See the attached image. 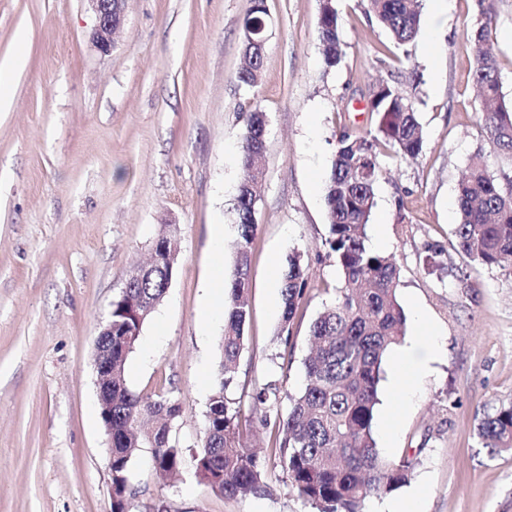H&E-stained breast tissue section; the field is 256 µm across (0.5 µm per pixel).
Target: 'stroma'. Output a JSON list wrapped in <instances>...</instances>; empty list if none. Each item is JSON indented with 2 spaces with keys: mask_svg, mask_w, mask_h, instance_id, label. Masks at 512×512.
Here are the masks:
<instances>
[{
  "mask_svg": "<svg viewBox=\"0 0 512 512\" xmlns=\"http://www.w3.org/2000/svg\"><path fill=\"white\" fill-rule=\"evenodd\" d=\"M446 2L439 13L422 0L420 32L402 51L362 0H336L344 56L329 68L320 0H265L262 77L250 87L237 74L252 0H128L105 55L90 40L88 0H0V58L24 53L13 104L0 112V512H110L95 341L130 271L169 228L180 242L177 270L125 373L132 391L161 390L178 404L173 434L186 462L164 479L150 448L140 449L132 512L161 503L170 512H312L283 482L269 495L227 497L196 477L191 457L224 336L223 319L206 323L199 312L212 280L232 275L241 139L256 107L267 117L265 172L236 393L253 421L247 443L267 454L268 425L288 404L257 408L250 394L274 380L291 394L303 384L309 325L343 283L322 245L324 179L339 130L374 127L368 98L382 81L411 92L425 145L414 160L381 157L366 233L386 228L381 251L399 269L407 317L399 346L415 347L426 368L400 399L380 381V456L414 453L418 462L407 484L368 499L364 512H390L415 495L422 512H512V452L490 454L478 436L484 415L512 404V269L450 246L462 173L492 146L466 36L476 0ZM496 11L492 46L512 106V0H496ZM431 247L444 251L435 272L424 265ZM294 252L309 265V285L283 341L280 271Z\"/></svg>",
  "mask_w": 512,
  "mask_h": 512,
  "instance_id": "stroma-1",
  "label": "stroma"
}]
</instances>
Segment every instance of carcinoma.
Instances as JSON below:
<instances>
[{
    "mask_svg": "<svg viewBox=\"0 0 512 512\" xmlns=\"http://www.w3.org/2000/svg\"><path fill=\"white\" fill-rule=\"evenodd\" d=\"M495 0H477L467 37L475 52L473 83L484 101L482 129L501 163L512 165V109L500 102L497 58L486 48L493 33ZM365 12L387 29L399 47L420 31V0H366ZM317 32L324 64L337 66L343 57L334 0H321ZM246 65L240 82L259 83L264 50L243 42ZM376 115L374 129L352 135L342 129L323 187L328 235L322 242L344 275L334 301L309 326L311 350L303 361L305 383L290 394L288 410L278 419L274 447L260 456L242 439V411L234 390L245 326L250 318L247 291L254 238L256 189L238 187L234 203L237 226L232 281L227 286L224 338L210 395L205 435L195 453L196 474L227 496L264 495L272 473L285 481L317 512H363L364 503L408 482L412 461L382 460L373 437L378 386L384 357L405 335L406 317L397 290L399 270L391 256L371 250L365 227L375 207L381 175L379 155L385 151L414 160L424 147L422 126L411 95L388 82L376 87L369 100ZM266 115L249 111L242 134L240 163L251 171L265 149ZM458 251L485 266L512 267V176L495 178L488 159L478 150L459 183ZM167 267L138 269L127 296L112 302V512H130L136 490L131 463L143 446L154 447L157 468L180 473L183 450L168 435L179 407L164 395L133 393L125 375L143 324L129 315V299L163 300ZM308 286L307 266L298 254L288 256L282 274V318L277 336L290 335ZM280 386L271 382L251 395L262 407L276 403ZM478 436L486 448L512 452V406L483 418Z\"/></svg>",
    "mask_w": 512,
    "mask_h": 512,
    "instance_id": "obj_1",
    "label": "carcinoma"
}]
</instances>
